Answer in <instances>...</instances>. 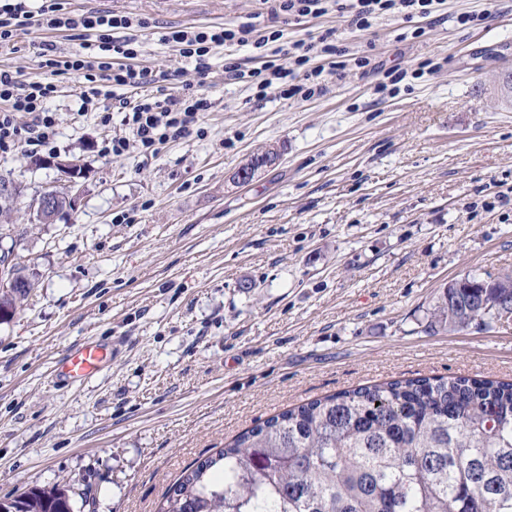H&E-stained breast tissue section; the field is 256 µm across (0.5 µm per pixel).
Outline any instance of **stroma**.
Segmentation results:
<instances>
[{"label":"stroma","mask_w":512,"mask_h":512,"mask_svg":"<svg viewBox=\"0 0 512 512\" xmlns=\"http://www.w3.org/2000/svg\"><path fill=\"white\" fill-rule=\"evenodd\" d=\"M67 10L132 14L141 65L169 91L208 98L201 135L157 155L101 152L125 135L79 113L75 80L52 103L53 153L87 172L74 208L34 221L30 197L64 186L29 148L0 152L24 188L6 214L36 282L0 324V498L72 483L96 512H156L195 459L280 411L344 389L418 375L512 379V330L427 333L418 322L450 283L512 272V0H448V21L396 41V22L351 30L328 15L287 25L300 39L332 28L375 61L447 58L396 95L347 68L307 101L259 98L224 72L216 48L199 77L160 40L177 26L259 19L261 0H65ZM488 11L457 28L453 15ZM71 52L77 31L32 26L0 47V68L43 76L37 46ZM280 161L241 185L253 155ZM131 223L118 222V215ZM108 352L94 378L53 371L84 341Z\"/></svg>","instance_id":"1"}]
</instances>
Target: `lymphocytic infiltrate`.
Returning a JSON list of instances; mask_svg holds the SVG:
<instances>
[{
  "mask_svg": "<svg viewBox=\"0 0 512 512\" xmlns=\"http://www.w3.org/2000/svg\"><path fill=\"white\" fill-rule=\"evenodd\" d=\"M446 0H273L272 16L285 22L336 14L352 29L367 32L381 20H398L413 24L417 19H445ZM37 25L49 30L93 31L95 43L79 53L57 51L53 45L43 48V78L22 82L10 71L0 69V151L25 144L50 147L57 136V122L49 101L55 97L61 81L79 84V109L98 113L102 125H109L113 112H120L128 136L107 140L103 151L120 156L137 148L141 153H157L173 138L192 135L203 114L212 104L209 99L189 94L171 93L165 87L166 72L136 65L140 52L129 29L147 28L146 20L104 10L75 14L64 8L61 0H51L39 11H30L26 0H0V47L10 44L25 28ZM180 58L191 63L199 76H206L215 48L252 47L262 64L246 68L237 61L224 64L229 77L266 96L276 88L281 97L301 101L312 99L323 90L328 77L354 65L362 74L375 75L376 93L393 95L406 77H422L440 70V63L427 59L411 68L384 67L367 55L350 53L337 44L335 30L329 29L314 38L290 39L284 30H267L247 22L237 25L206 27H172L161 36ZM287 64H279V56ZM27 124H19V116Z\"/></svg>",
  "mask_w": 512,
  "mask_h": 512,
  "instance_id": "lymphocytic-infiltrate-1",
  "label": "lymphocytic infiltrate"
}]
</instances>
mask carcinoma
Instances as JSON below:
<instances>
[{
    "instance_id": "obj_1",
    "label": "carcinoma",
    "mask_w": 512,
    "mask_h": 512,
    "mask_svg": "<svg viewBox=\"0 0 512 512\" xmlns=\"http://www.w3.org/2000/svg\"><path fill=\"white\" fill-rule=\"evenodd\" d=\"M32 282L0 293L8 322ZM512 273L458 279L423 331L491 330ZM86 492L31 486L4 512H85ZM158 512H512V380L418 376L289 407L187 466Z\"/></svg>"
}]
</instances>
